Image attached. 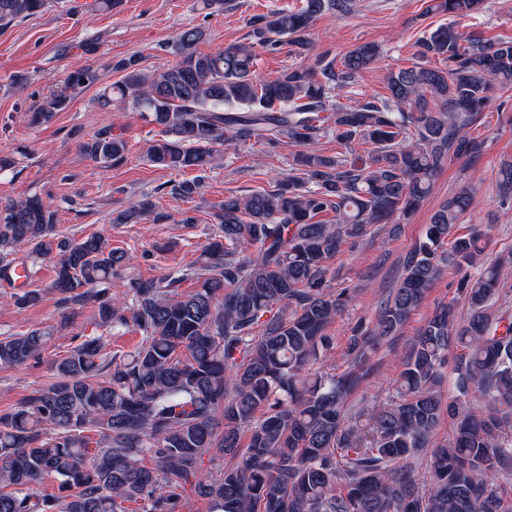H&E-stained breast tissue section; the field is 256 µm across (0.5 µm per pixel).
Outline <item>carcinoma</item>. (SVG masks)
Returning a JSON list of instances; mask_svg holds the SVG:
<instances>
[{
    "label": "carcinoma",
    "instance_id": "cac0c4a2",
    "mask_svg": "<svg viewBox=\"0 0 512 512\" xmlns=\"http://www.w3.org/2000/svg\"><path fill=\"white\" fill-rule=\"evenodd\" d=\"M46 2L0 0V22ZM353 4L303 0L272 10L251 19L250 42L209 54L197 50L205 31L184 28L170 46L175 62L161 72L136 57L111 64L121 79L98 104L119 102L160 127L143 150L155 166L204 172L215 146L236 140L304 147L287 179L218 206L219 234L192 266L156 280L130 277L128 254L101 237L57 240L55 214L39 196L0 203V277L15 275L18 250L56 248L52 288L61 305L93 301L97 327L141 335L126 352L108 350L101 335L84 340L55 362L56 381L0 413V512H193L194 497L208 512H512L497 483L512 479L504 434L512 425V314L496 309L504 273L484 260L488 233L474 225L457 233L470 188L433 214L375 325L354 329V366L307 374L319 349H331L327 330L347 302L344 292H326L331 261L368 225L408 219L449 161L480 157L483 141L470 129L493 85L512 84V40L465 36L451 24L419 40L422 62L387 73L386 95L354 106L331 92L380 59L374 43L337 62L318 56L256 78V48L275 51L287 40L302 49L314 18ZM482 8L483 0H427L424 13L465 17ZM432 57L444 67L424 64ZM98 81L90 65L69 74L31 124L51 122ZM327 135L343 151L322 154L316 145ZM82 148L112 168L125 161L127 141L108 126ZM198 189L182 180L171 193L191 200ZM149 219L166 215L143 193L111 223ZM450 265L468 320L457 321L452 303L437 306L403 355L396 395L352 422L347 397L374 373L365 348L395 336ZM188 279L197 288L178 292ZM118 280L125 291L114 297ZM52 336L43 327L0 338V366L38 358ZM450 363L458 395L444 399ZM444 415L452 433L433 445ZM423 450L431 475L422 486L405 460ZM227 455L236 462L224 464ZM147 456L154 467L143 465ZM50 478L58 492L34 491Z\"/></svg>",
    "mask_w": 512,
    "mask_h": 512
}]
</instances>
